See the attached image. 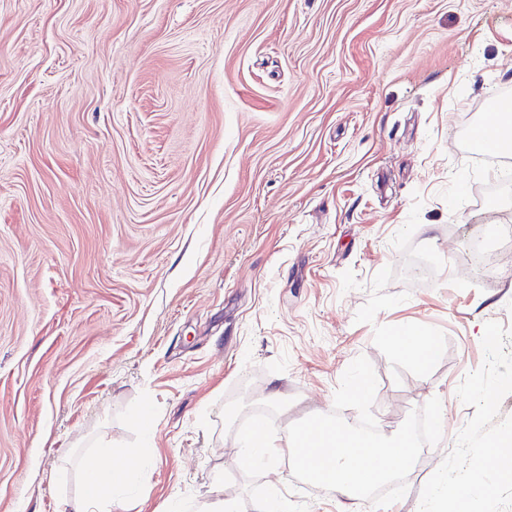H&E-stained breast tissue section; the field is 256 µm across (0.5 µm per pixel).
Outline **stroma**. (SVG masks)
<instances>
[{"mask_svg": "<svg viewBox=\"0 0 512 512\" xmlns=\"http://www.w3.org/2000/svg\"><path fill=\"white\" fill-rule=\"evenodd\" d=\"M505 90L512 0H0V512H65L103 453L142 464L116 512L246 497L224 405L278 387L284 432L360 356L385 435L442 403L391 505L419 512L486 322L512 331V248L466 261L512 225L466 143ZM404 324L439 338L426 370ZM260 482L373 512L284 462ZM390 339L396 350L421 370H425L441 351L437 336L413 326L399 327Z\"/></svg>", "mask_w": 512, "mask_h": 512, "instance_id": "35a3bbf8", "label": "stroma"}]
</instances>
